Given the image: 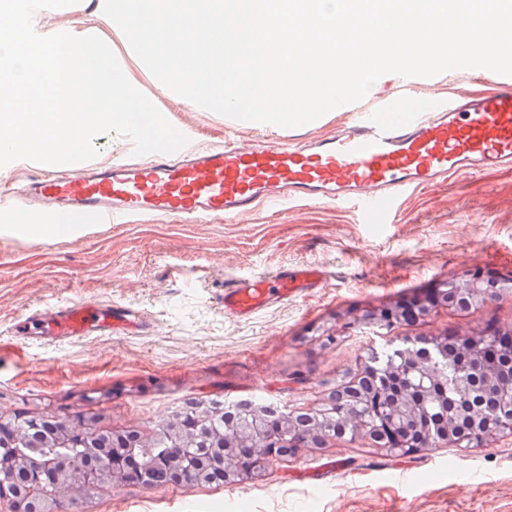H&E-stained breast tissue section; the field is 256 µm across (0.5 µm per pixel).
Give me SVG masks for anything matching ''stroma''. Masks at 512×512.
<instances>
[{"instance_id": "35a3bbf8", "label": "stroma", "mask_w": 512, "mask_h": 512, "mask_svg": "<svg viewBox=\"0 0 512 512\" xmlns=\"http://www.w3.org/2000/svg\"><path fill=\"white\" fill-rule=\"evenodd\" d=\"M466 55L405 78L380 71L374 91L325 113L316 126L237 129L215 112L175 113L206 148L327 135L365 109L397 98L488 92L486 69ZM0 201V416L65 406L102 414L112 430L151 435L196 400L258 397L313 410L357 373L385 338L463 334L487 322L512 327V296L466 311L442 309L387 337L357 330L362 314L475 269L512 271V170L461 176L426 188L389 224L362 223L355 206L289 203L230 223L151 216L82 225L51 239L18 233ZM314 266L325 279L301 295L239 318L224 311L227 282ZM83 301L141 309L143 333L30 342L13 325L30 310ZM334 341H327V334ZM76 512H512V436L462 451L429 448L394 457L364 438L332 439L272 461L255 479L164 487L113 482Z\"/></svg>"}]
</instances>
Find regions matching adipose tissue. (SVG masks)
Masks as SVG:
<instances>
[{
    "mask_svg": "<svg viewBox=\"0 0 512 512\" xmlns=\"http://www.w3.org/2000/svg\"><path fill=\"white\" fill-rule=\"evenodd\" d=\"M511 30L512 0H5L0 176L24 159L72 168L108 134H172L182 109L313 124L383 68L462 50L497 61Z\"/></svg>",
    "mask_w": 512,
    "mask_h": 512,
    "instance_id": "adipose-tissue-1",
    "label": "adipose tissue"
}]
</instances>
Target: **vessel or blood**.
Segmentation results:
<instances>
[{
  "mask_svg": "<svg viewBox=\"0 0 512 512\" xmlns=\"http://www.w3.org/2000/svg\"><path fill=\"white\" fill-rule=\"evenodd\" d=\"M491 77L496 89L488 95H452L388 118L361 111L346 132L311 143L228 142L196 151L146 138L136 148L140 162L34 176L17 198L50 220L80 214L100 224L151 213L230 221L288 198L353 203L366 223L385 224L403 200L435 183L512 167V73ZM321 278L314 268L242 277L225 286L224 309L247 317ZM145 327L129 307L83 302L32 310L15 334L78 340Z\"/></svg>",
  "mask_w": 512,
  "mask_h": 512,
  "instance_id": "obj_1",
  "label": "vessel or blood"
}]
</instances>
